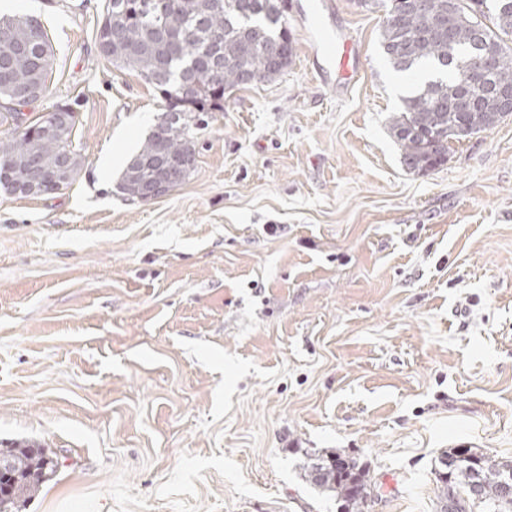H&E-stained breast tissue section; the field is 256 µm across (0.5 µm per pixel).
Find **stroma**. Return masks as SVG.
<instances>
[{"label":"stroma","mask_w":512,"mask_h":512,"mask_svg":"<svg viewBox=\"0 0 512 512\" xmlns=\"http://www.w3.org/2000/svg\"><path fill=\"white\" fill-rule=\"evenodd\" d=\"M309 4L288 0V69L226 91L149 202L117 184L161 96L100 54L105 0L0 10L47 30L24 114L72 105L85 160L57 194L0 192V448L59 463L24 512H340L300 475L322 449L367 464L370 512H440L443 450L512 459V114L407 171L385 7ZM320 52L328 63L336 66V79L340 84H347L353 78L357 60L354 43L342 33L333 34L323 28L320 42L317 44Z\"/></svg>","instance_id":"obj_1"}]
</instances>
